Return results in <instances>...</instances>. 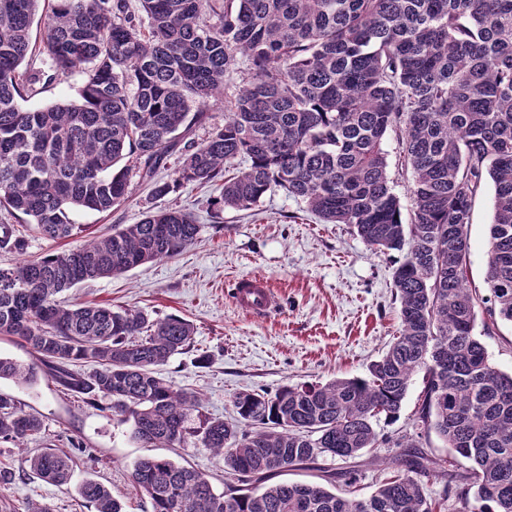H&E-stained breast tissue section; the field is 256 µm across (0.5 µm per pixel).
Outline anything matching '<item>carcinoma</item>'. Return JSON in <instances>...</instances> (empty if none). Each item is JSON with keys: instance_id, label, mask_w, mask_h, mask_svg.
<instances>
[{"instance_id": "1", "label": "carcinoma", "mask_w": 512, "mask_h": 512, "mask_svg": "<svg viewBox=\"0 0 512 512\" xmlns=\"http://www.w3.org/2000/svg\"><path fill=\"white\" fill-rule=\"evenodd\" d=\"M41 2L0 0V210L58 241L80 229L69 211L125 203L132 172L159 199L223 183L217 216L282 190L323 223L352 226L370 250L399 254L400 331L363 376L241 392L235 421L192 428L203 399L156 370L190 348L189 321L57 299L192 246L195 216L163 207L0 269V335L29 345L40 364L0 357V379L34 381L41 369L105 401L144 444L172 448L194 434L223 460L221 493L192 467L138 460L133 485L151 512H446L448 498L426 497L428 479L448 481L460 512H512V372L491 364L475 333L478 323L485 336L512 323V0H137L139 16L131 0H52L36 46ZM37 52L49 70L25 66ZM238 70L243 86L230 94L226 77ZM75 71L84 74L75 99L23 107ZM218 103L224 125L200 143L189 138ZM390 134L411 177L406 207L390 177ZM162 168L172 169L165 181ZM489 187L483 295L467 287L468 228ZM27 248L0 224V249ZM418 376L415 434L391 444L377 421L397 418ZM41 430L0 394L1 441L19 447ZM430 432L451 455L419 450ZM377 448L395 474L367 497L355 496L354 466L320 483L279 480L323 456ZM24 463L47 484L72 479L66 452L44 448ZM80 492L96 512H124L99 482Z\"/></svg>"}]
</instances>
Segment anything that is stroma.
Returning a JSON list of instances; mask_svg holds the SVG:
<instances>
[{
  "label": "stroma",
  "mask_w": 512,
  "mask_h": 512,
  "mask_svg": "<svg viewBox=\"0 0 512 512\" xmlns=\"http://www.w3.org/2000/svg\"><path fill=\"white\" fill-rule=\"evenodd\" d=\"M129 182V198L118 209L70 212L71 222L83 225L84 232L66 243L40 236L24 217L3 210L0 223L13 225L27 239L28 255L40 257L79 246L86 233L98 236L113 225L137 223L158 206L192 212L200 235L181 254L84 283L64 298L191 321L192 346L160 370L175 386L201 394L203 414L230 421L238 393L363 375L396 336L394 259L367 248L351 226L323 223L281 191L268 194L251 211L227 209L215 220L211 203L219 186H190L159 200L138 176ZM492 201L489 191L475 200L469 226V279L478 289L485 286ZM253 273L264 275L271 288V306L260 315L243 312L227 294L230 278ZM0 393L42 422L41 433L26 448L0 442V471L12 474L10 484L0 485V512H27L32 501L49 504L52 512H95L76 490L87 478L109 487L126 512H149L148 501L131 481L135 461L149 456L191 465L209 477L216 491L224 489L223 461L196 438L182 449L145 446L133 438L130 425L113 422L101 406L84 403L44 375L30 384L0 379ZM48 447L71 452V485L47 484L24 465L26 452Z\"/></svg>",
  "instance_id": "stroma-1"
}]
</instances>
